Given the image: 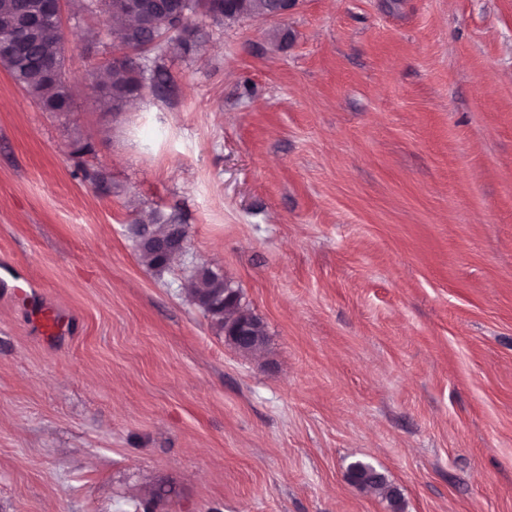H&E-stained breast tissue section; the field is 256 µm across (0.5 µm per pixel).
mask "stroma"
<instances>
[{"instance_id": "stroma-1", "label": "stroma", "mask_w": 512, "mask_h": 512, "mask_svg": "<svg viewBox=\"0 0 512 512\" xmlns=\"http://www.w3.org/2000/svg\"><path fill=\"white\" fill-rule=\"evenodd\" d=\"M103 19L64 2L70 111L0 68V512H512V0L202 17L201 55L130 52L167 91L121 112ZM154 210L188 231L161 273ZM174 219L172 217H165L164 215L152 212L147 217L139 218L135 221V223H142V224H132V231L133 234L140 244L142 248H146L152 251L153 257L151 254L138 251L139 252V258L141 262L148 267L149 269L155 270L157 272H161L168 268V266L173 262L175 259H177L179 256H182V253H176L172 255V257L169 259V261L166 263V260L172 253L169 251L163 240H168L173 235V229L176 224H173ZM153 225L151 227V225ZM150 229H152V233L150 232ZM153 233L157 234L158 236L162 237V239H158ZM161 262H158V260ZM162 263H166L165 265H162ZM185 287H187L188 293L195 299L199 293L224 288V278L219 275L209 280H200L191 271L186 279ZM238 296V290L229 285L224 288V293L221 297H214L204 293L196 299V303L204 311L219 312L223 310L225 342L239 352L252 353L258 351L263 346L264 333L261 331L263 324L250 312L237 314L232 317L228 316V312L237 305ZM348 468L350 471L357 473L359 476L366 477L364 485L361 488L363 491H366L371 495L388 500L390 502L394 500V490L390 487V485H388L385 477L379 473L372 464L363 461H356L351 463ZM374 471L379 474V477L372 478L370 476Z\"/></svg>"}]
</instances>
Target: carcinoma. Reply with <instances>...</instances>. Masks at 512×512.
I'll list each match as a JSON object with an SVG mask.
<instances>
[{"label":"carcinoma","instance_id":"obj_1","mask_svg":"<svg viewBox=\"0 0 512 512\" xmlns=\"http://www.w3.org/2000/svg\"><path fill=\"white\" fill-rule=\"evenodd\" d=\"M87 10L97 9L104 15L103 27L93 37L112 40L117 50L139 51L150 47L157 37L161 50L183 55L197 53L206 42L205 34L196 25V18L209 17L224 20L225 0H153L151 10L155 25L146 32L132 26L126 0H76ZM31 0H0V24L15 26L32 16ZM52 59L58 66V75L49 78L43 71V62ZM0 65L11 75L16 84L34 96L46 112H68L71 110L69 78L65 66V42L60 30L52 22L45 24L37 37L31 39L20 53L0 55ZM99 106L104 112H121L141 96L144 83L127 59H115L108 66V80L103 83ZM142 224L152 225V232L168 240L173 235V218L153 212L137 219ZM185 287L195 297L202 292L224 287V278L216 276L200 280L195 274L188 275ZM349 470L365 478L362 490L379 498L393 501L394 490L384 476L371 477L376 468L367 462L356 461Z\"/></svg>","mask_w":512,"mask_h":512}]
</instances>
